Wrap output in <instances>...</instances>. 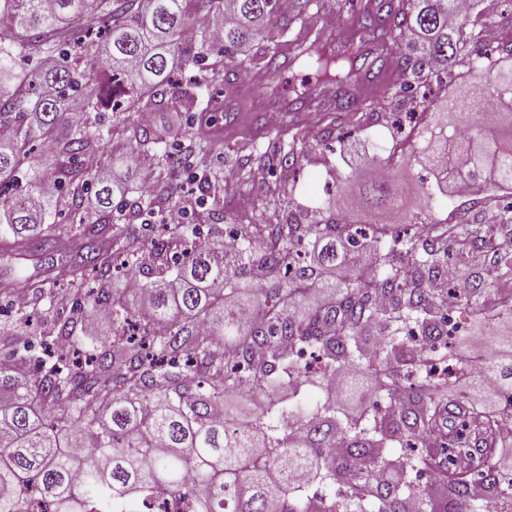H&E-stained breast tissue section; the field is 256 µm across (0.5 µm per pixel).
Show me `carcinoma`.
<instances>
[{"instance_id": "carcinoma-1", "label": "carcinoma", "mask_w": 512, "mask_h": 512, "mask_svg": "<svg viewBox=\"0 0 512 512\" xmlns=\"http://www.w3.org/2000/svg\"><path fill=\"white\" fill-rule=\"evenodd\" d=\"M312 0H0V234L15 248L10 263L35 237L57 270L37 281L35 301L18 300L0 337L11 345L0 359V512H35L36 496L49 512H131L160 492L187 512H436L435 483L455 512H473L472 478L481 479L494 512H512V468L495 434L504 407H483L481 387L462 376L470 358L448 348V298L469 321L497 330L490 367L512 375V295L475 299L486 287L469 281L438 292L432 284L448 266V251L465 264L490 247L493 234L512 227V205L499 221L474 230L428 224L408 236L370 232L330 216L302 224L293 212L267 224L261 241L237 232L224 249L218 221L224 213L221 171L199 180V203L211 201L213 224H187L167 238L138 246L133 221L153 218L160 199L140 191L124 200L119 168L131 159L162 170L184 163L181 143L162 144L140 114L198 109L195 91L234 85L243 74L275 71L297 61L339 90L336 107L360 111L349 92L385 66L351 43L328 52ZM224 19L219 40L211 20ZM357 22L394 48L401 75L390 96L425 99L418 90L432 77L455 80L457 60L479 54L486 26L483 0H365ZM131 131L129 151L105 154L112 130ZM429 136L427 163L458 180L489 175L512 188V143L448 139L441 122ZM45 152L32 163L29 144ZM57 185L45 193V184ZM367 199L390 212L395 189L373 181ZM64 215L68 222L56 217ZM323 246L309 262L296 247L309 236ZM69 243V258L54 260ZM345 250L339 257L336 245ZM375 257V274L350 273L336 283L321 270ZM149 282L130 288L112 279L115 264ZM94 287L76 298L59 280ZM253 282L251 305L262 320H243L237 280ZM495 277L512 279V253L497 256ZM45 301L50 326L28 336L34 308ZM111 314L112 342L83 350L87 309ZM383 342L365 353L368 328ZM419 330L423 343L406 330ZM357 367L345 381L356 395L373 382L370 413L340 418L328 402L304 408L301 388L319 374ZM294 386L295 400L275 389ZM461 388L456 416L448 410V384ZM262 396L266 404L248 422L222 411L224 395ZM348 459L336 464V443ZM451 461L452 467L441 464Z\"/></svg>"}]
</instances>
